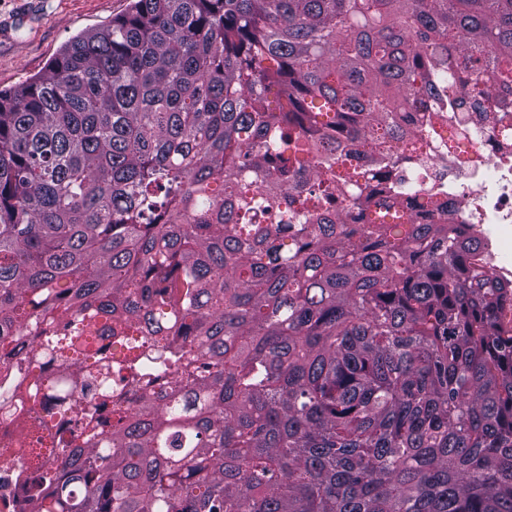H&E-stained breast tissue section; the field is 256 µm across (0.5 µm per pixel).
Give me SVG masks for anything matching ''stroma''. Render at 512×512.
I'll use <instances>...</instances> for the list:
<instances>
[{
    "label": "stroma",
    "mask_w": 512,
    "mask_h": 512,
    "mask_svg": "<svg viewBox=\"0 0 512 512\" xmlns=\"http://www.w3.org/2000/svg\"><path fill=\"white\" fill-rule=\"evenodd\" d=\"M131 0H0V90L40 73L73 38L128 11Z\"/></svg>",
    "instance_id": "35a3bbf8"
}]
</instances>
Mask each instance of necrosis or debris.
<instances>
[{
  "label": "necrosis or debris",
  "instance_id": "1",
  "mask_svg": "<svg viewBox=\"0 0 512 512\" xmlns=\"http://www.w3.org/2000/svg\"><path fill=\"white\" fill-rule=\"evenodd\" d=\"M462 127L479 157L478 164L461 167L439 150L429 174L434 185L448 194L449 220L476 233L482 232L484 225H497L496 236L484 240L486 266L501 277L512 278V267L504 262L512 244V132L480 121L473 113L464 114ZM19 432L17 424L0 421V512H24L21 500L14 496L13 473L19 466L29 465L31 458L13 454Z\"/></svg>",
  "mask_w": 512,
  "mask_h": 512
}]
</instances>
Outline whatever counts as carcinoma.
<instances>
[{"label": "carcinoma", "instance_id": "carcinoma-1", "mask_svg": "<svg viewBox=\"0 0 512 512\" xmlns=\"http://www.w3.org/2000/svg\"><path fill=\"white\" fill-rule=\"evenodd\" d=\"M468 103L512 129V0H133L0 90L29 512H512V281L426 163Z\"/></svg>", "mask_w": 512, "mask_h": 512}]
</instances>
